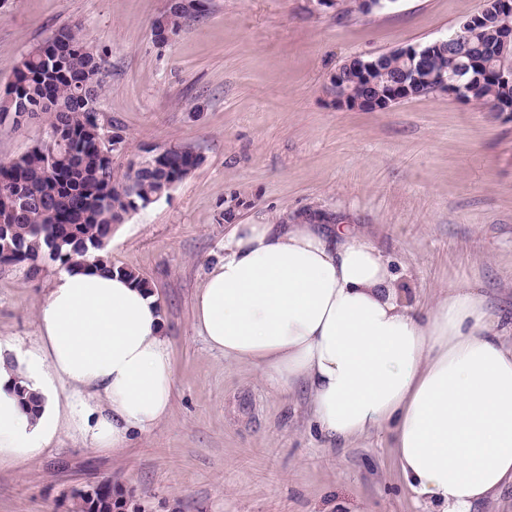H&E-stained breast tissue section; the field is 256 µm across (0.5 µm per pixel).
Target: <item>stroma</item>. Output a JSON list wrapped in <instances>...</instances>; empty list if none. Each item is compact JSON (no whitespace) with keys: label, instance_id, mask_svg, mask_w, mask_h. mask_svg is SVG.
<instances>
[{"label":"stroma","instance_id":"obj_1","mask_svg":"<svg viewBox=\"0 0 512 512\" xmlns=\"http://www.w3.org/2000/svg\"><path fill=\"white\" fill-rule=\"evenodd\" d=\"M480 3L397 0L339 16L314 0H205L160 43L152 23L169 0H0V91L28 53L77 23L106 73L97 108L122 138L113 168L169 146L201 158L169 196L115 225L104 251L150 282L163 311L171 417L125 448L65 434L23 465L0 464V512H70L72 489L105 481L124 512H424L389 432L329 443L305 393L278 394L208 347L193 300L224 254L225 209L247 224L319 212L377 243L408 305L467 285L512 318V112L439 93L364 112L325 92L350 57L446 37ZM45 135L34 120L1 125L0 161ZM61 271L49 260L34 278L0 268L1 337L34 341Z\"/></svg>","mask_w":512,"mask_h":512}]
</instances>
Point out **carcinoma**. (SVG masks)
<instances>
[{
	"label": "carcinoma",
	"instance_id": "1",
	"mask_svg": "<svg viewBox=\"0 0 512 512\" xmlns=\"http://www.w3.org/2000/svg\"><path fill=\"white\" fill-rule=\"evenodd\" d=\"M192 6L169 10L152 23L155 39L166 42L177 35L182 20L199 12ZM512 32V12L491 7L483 20L468 30L465 41L445 47L424 60L390 51L370 57L373 98L387 97L398 80L413 81V91L431 93L434 80L447 77L464 87L460 101L490 112L512 109V78L503 80L498 71L512 66V43L502 36ZM55 47L42 45L25 56L15 80L0 95V125L17 114L18 100L32 108L47 134L64 144L54 163L47 161L41 140L27 151L0 162V266H23L30 277L42 271L49 259L68 271L106 264L98 253L112 238V226L124 223L141 207L169 195L200 163L186 147L166 150L162 168H142L121 174L103 148V128L97 126L78 98L80 90L99 98L103 67L81 37L80 29L65 26L53 34ZM365 57L351 58L341 65L342 93L358 98L366 92L357 81V69ZM24 188L31 202L7 208L14 190ZM118 503L113 488L95 493L94 499H73L72 512H114Z\"/></svg>",
	"mask_w": 512,
	"mask_h": 512
}]
</instances>
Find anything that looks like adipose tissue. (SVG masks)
<instances>
[{"label":"adipose tissue","mask_w":512,"mask_h":512,"mask_svg":"<svg viewBox=\"0 0 512 512\" xmlns=\"http://www.w3.org/2000/svg\"><path fill=\"white\" fill-rule=\"evenodd\" d=\"M225 359L280 394L305 385L329 441L384 429L429 512H472L512 485V345L471 289L406 304L391 261L352 224L233 222L194 298ZM21 349L0 339V461L40 456L62 433L123 448L172 413L175 372L150 289L103 268L51 283ZM25 386L38 398L23 406Z\"/></svg>","instance_id":"obj_1"}]
</instances>
